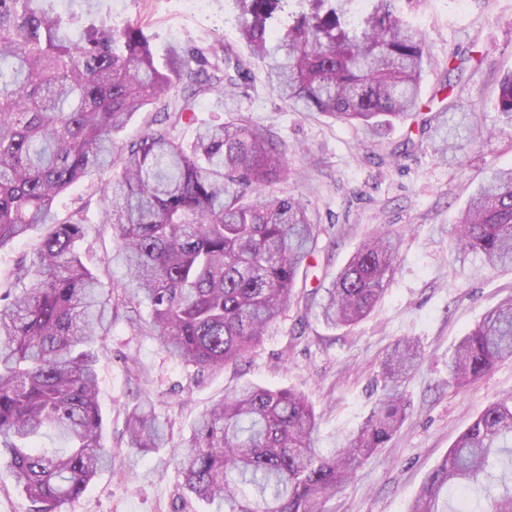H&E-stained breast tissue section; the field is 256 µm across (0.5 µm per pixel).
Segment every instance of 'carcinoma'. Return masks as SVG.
Listing matches in <instances>:
<instances>
[{
  "instance_id": "cac0c4a2",
  "label": "carcinoma",
  "mask_w": 512,
  "mask_h": 512,
  "mask_svg": "<svg viewBox=\"0 0 512 512\" xmlns=\"http://www.w3.org/2000/svg\"><path fill=\"white\" fill-rule=\"evenodd\" d=\"M53 0H0V248L43 231L34 255L0 282V463L29 512H61L111 466L102 442L96 356L108 336L103 312L128 299L150 310L163 348L202 375L245 358L288 306L318 232L300 199L270 187L288 180L286 150L243 116L200 126L186 144L196 97L222 94L248 72L229 49L209 62L177 43L160 59L137 21L82 22ZM368 0H233L242 40L270 92L297 112H320L366 132L417 121L434 126L441 155L455 160L478 129L453 99L421 116V81L432 57L424 34L396 8ZM146 129L118 157L112 137L147 107ZM496 111L512 121V75ZM111 166L98 183L101 223L115 229L123 281L105 288L83 262L87 199L60 215L56 198ZM457 253L487 268L512 267V168L491 173L451 228ZM399 255L388 230L364 240L326 289L323 320L348 327L385 292ZM512 357V297L460 340L451 365L468 385ZM421 361L403 339L382 361L384 389L347 444L321 454L316 413L288 389L246 385L201 414L171 448L189 497L224 512H323L326 495L388 446L406 416L401 385ZM128 445L165 444L152 406L127 409ZM54 434L63 448H46ZM477 491L486 512H512V396L486 406L429 474L408 512H444L448 489Z\"/></svg>"
}]
</instances>
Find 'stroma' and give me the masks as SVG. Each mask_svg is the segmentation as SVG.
<instances>
[{"mask_svg":"<svg viewBox=\"0 0 512 512\" xmlns=\"http://www.w3.org/2000/svg\"><path fill=\"white\" fill-rule=\"evenodd\" d=\"M57 11L75 6L55 0ZM91 16L140 20L156 53L181 43L215 56L231 48L246 54L230 0H207L197 9L187 0H86ZM402 15L425 34L434 63L422 81L430 100L448 81L455 52L486 53L467 63L457 102L481 131L461 162L435 153L430 141L392 157L409 126L371 136L318 112H294L269 92L262 72L234 96L205 94L195 104L196 121L178 134L192 141L197 125L251 117L283 141L294 170L277 184L281 195L301 199L319 226L318 248L305 283L284 314L268 327L248 363L196 375L169 356L148 324L133 328L124 311L112 316V333L97 342L98 401L111 469L102 471L62 512H210L184 496L167 449L132 453L127 444L128 405H154L172 441L189 432L198 416L225 390L251 382L305 395L318 417L316 446L341 447L363 423L383 388L382 360L398 340L411 338L423 357L402 386L407 415L388 447L368 457L352 480L328 496L324 512H408L431 470L487 405L512 395V358L499 361L474 383L459 387L449 362L461 337L482 314L512 295V268L488 270L479 256H459L448 234L460 210L492 170L512 167V124L496 112L499 82L512 72V0H400ZM83 241L86 262L105 285L120 281L110 225L91 206ZM390 229L402 238L399 262L386 291L361 322L335 328L320 315L326 288L366 237Z\"/></svg>","mask_w":512,"mask_h":512,"instance_id":"1","label":"stroma"}]
</instances>
